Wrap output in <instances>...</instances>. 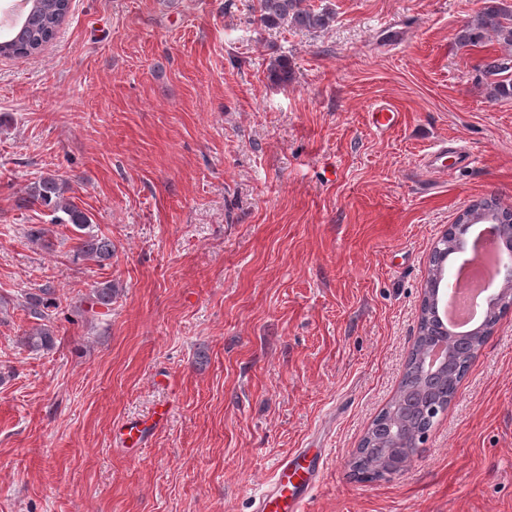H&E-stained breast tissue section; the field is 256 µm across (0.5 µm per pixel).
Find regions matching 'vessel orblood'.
I'll return each instance as SVG.
<instances>
[{"label":"vessel or blood","mask_w":512,"mask_h":512,"mask_svg":"<svg viewBox=\"0 0 512 512\" xmlns=\"http://www.w3.org/2000/svg\"><path fill=\"white\" fill-rule=\"evenodd\" d=\"M303 449H296L275 465L274 476L254 499L253 512H307V505L324 475L320 461L303 464Z\"/></svg>","instance_id":"obj_1"}]
</instances>
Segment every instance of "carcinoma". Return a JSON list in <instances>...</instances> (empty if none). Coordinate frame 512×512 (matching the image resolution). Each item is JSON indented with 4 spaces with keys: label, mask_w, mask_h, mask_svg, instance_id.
<instances>
[{
    "label": "carcinoma",
    "mask_w": 512,
    "mask_h": 512,
    "mask_svg": "<svg viewBox=\"0 0 512 512\" xmlns=\"http://www.w3.org/2000/svg\"><path fill=\"white\" fill-rule=\"evenodd\" d=\"M27 2L24 15L0 41V56L26 58L39 55L55 38L69 12L65 0ZM330 20V14L310 8L305 0H259L258 22L265 28L289 24L298 29L318 31L326 28ZM488 32L494 33L504 45L512 46V12L494 4V0H486L478 15L465 25L462 40L477 43ZM482 68L487 77L512 73V54L492 58ZM68 192L69 185L51 175L27 187L21 201L49 208L53 213V223L72 227L77 240L73 259L92 261L100 266L108 264L114 251L112 239L95 231L89 215L67 196ZM50 294L51 289L41 288L26 297V309L38 324L24 331L19 343L32 351H50L56 346L57 334L49 309L57 307V302L49 298ZM116 295L112 282L98 283L88 294V310L96 307L112 310V300ZM417 330L415 343L418 352L442 338L441 326L428 309L421 313ZM472 361L470 355H456L447 381L428 387L425 404L415 416H402L394 401L383 409L362 439L351 464L352 475L360 480L373 481L380 477V470L385 468L387 459L396 457L403 461L413 458L421 444L419 438L431 429L438 414L448 408ZM421 383L418 360L412 359L403 373L399 392L414 389Z\"/></svg>",
    "instance_id": "cac0c4a2"
}]
</instances>
